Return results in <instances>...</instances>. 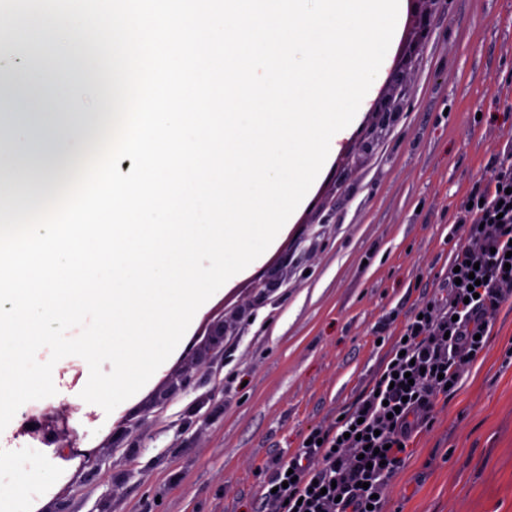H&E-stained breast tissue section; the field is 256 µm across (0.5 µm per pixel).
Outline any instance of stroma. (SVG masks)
Returning <instances> with one entry per match:
<instances>
[{"mask_svg": "<svg viewBox=\"0 0 512 512\" xmlns=\"http://www.w3.org/2000/svg\"><path fill=\"white\" fill-rule=\"evenodd\" d=\"M403 0L372 97L398 67L414 92L364 151L358 112L259 265L226 282L179 346L112 413L84 402L82 366L59 362L54 396L23 419H68L72 450L10 423L0 458L38 463L56 483L31 512H252L278 461L310 429L335 425L373 383L425 290L464 244L456 216L512 156V0H441L428 40ZM274 280L255 304L258 276ZM224 342H217L218 332ZM383 512H512V307L455 396L438 401Z\"/></svg>", "mask_w": 512, "mask_h": 512, "instance_id": "stroma-1", "label": "stroma"}]
</instances>
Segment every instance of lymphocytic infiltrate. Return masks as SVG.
<instances>
[{
    "instance_id": "1",
    "label": "lymphocytic infiltrate",
    "mask_w": 512,
    "mask_h": 512,
    "mask_svg": "<svg viewBox=\"0 0 512 512\" xmlns=\"http://www.w3.org/2000/svg\"><path fill=\"white\" fill-rule=\"evenodd\" d=\"M466 242L446 276V296L424 295L402 339L389 349L373 389L335 427L312 428L307 442L276 463L254 512H382L385 478L401 467L412 438L430 423L485 349L500 308L512 303V160L462 206Z\"/></svg>"
}]
</instances>
